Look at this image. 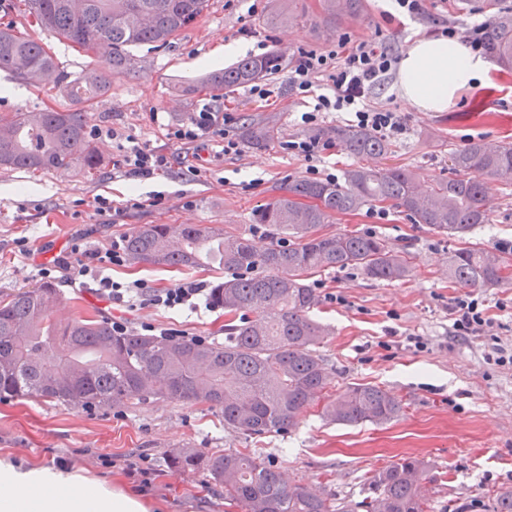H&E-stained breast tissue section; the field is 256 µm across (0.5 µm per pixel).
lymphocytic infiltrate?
<instances>
[{"label":"lymphocytic infiltrate","mask_w":512,"mask_h":512,"mask_svg":"<svg viewBox=\"0 0 512 512\" xmlns=\"http://www.w3.org/2000/svg\"><path fill=\"white\" fill-rule=\"evenodd\" d=\"M396 62L394 53L383 43L363 41L354 45L345 37L323 50H299L289 83L301 97L316 99L312 110L302 113V123L313 127L322 121L324 113L346 112L351 114L354 126L381 137L403 134L405 126L398 112L367 103ZM318 79L327 82L329 93L313 95V84ZM231 119L230 113L206 109L196 113L188 123L172 128L170 137L183 144L196 145L201 150L207 147L211 138L223 135L224 126ZM71 251L76 255L75 260L57 257L52 265L42 268V276L66 273L74 280L91 279L96 281L101 297L131 311L140 307L168 310L191 307L205 290L204 284L193 280L171 288H154L143 281L122 283L102 275L104 266L120 265L126 259L124 240L120 237L113 239L110 247L103 251L88 248L79 241L72 244ZM449 314L452 332L457 336H487L494 328L481 301L470 293L456 298Z\"/></svg>","instance_id":"1"}]
</instances>
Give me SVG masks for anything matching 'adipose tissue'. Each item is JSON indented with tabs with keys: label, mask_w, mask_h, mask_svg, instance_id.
Wrapping results in <instances>:
<instances>
[{
	"label": "adipose tissue",
	"mask_w": 512,
	"mask_h": 512,
	"mask_svg": "<svg viewBox=\"0 0 512 512\" xmlns=\"http://www.w3.org/2000/svg\"><path fill=\"white\" fill-rule=\"evenodd\" d=\"M488 63L459 40L417 38L400 59L399 97L442 112L457 91L484 80ZM0 512H149L140 498L67 466H23L0 459Z\"/></svg>",
	"instance_id": "obj_1"
}]
</instances>
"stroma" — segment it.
Returning a JSON list of instances; mask_svg holds the SVG:
<instances>
[{
  "label": "stroma",
  "instance_id": "stroma-1",
  "mask_svg": "<svg viewBox=\"0 0 512 512\" xmlns=\"http://www.w3.org/2000/svg\"><path fill=\"white\" fill-rule=\"evenodd\" d=\"M483 0H425L426 12L410 20L391 17L390 0H362L357 16L326 18L322 0H210L199 22L169 48L135 49L139 64L128 74L112 72L108 61L76 48L62 35L36 26L13 13L18 31L41 42L69 79L86 71L108 74L107 91L82 104L86 132L102 164L90 176L76 171L31 173L0 168V297L43 284L39 270L69 251L74 239L95 247L146 224H202L228 233H253L252 213L288 183L306 177L307 164L282 149L283 141L307 135L300 120L307 104L289 84L288 70L270 77L268 99L252 97L247 88L213 97L199 89L210 73L206 60L224 45L245 55L279 52L292 61L299 49L322 50L339 37L352 43L378 40L403 56L412 42L449 22L459 29L487 21ZM240 53V54H241ZM370 103L400 113L406 131L393 138L384 157L355 160L341 147L327 151L320 169L336 175L361 162L369 167L404 166L421 183L453 177L449 156L470 141L512 143V72L493 63L483 82L460 89L447 111L421 112L397 95L393 80L374 91ZM54 80L30 85L0 71V116L16 112L73 108ZM228 112L225 135L207 149L171 140L172 126L203 109ZM267 123L276 136L264 148L249 144L248 125ZM236 140L238 152L224 153V139ZM139 144L166 154L170 166L150 178H128L117 167L123 150ZM209 173L194 176L192 167ZM491 221L477 225L465 240L451 239L410 223L389 205L384 219L371 208L319 225L317 234L359 230L406 247L411 273L406 281L367 279L356 269L313 273L316 318L330 327L320 345L334 383L376 384L396 397L402 415L384 425H343L306 409L287 431L260 439L227 429L218 410L200 403L157 400L107 409H83L27 398L0 399V458L30 465L69 464L88 477L131 490L130 481L105 458L145 456L162 474L147 501L150 512H225L224 491L199 475H177L168 458L177 448L212 451L254 448L268 456L293 483L340 498L362 499L369 471L407 456L429 461L435 476L428 494L448 512H487L496 492L512 488V367L496 364V344L512 345V282L476 289L493 318L491 336H453L448 304L462 293L448 281V254L462 242L490 249L512 245V186L487 179ZM112 200V215L94 208L96 196ZM112 280H141L169 288L185 280L212 286L201 269L123 264L107 271ZM54 284L62 293L66 314L89 312L99 319L130 315L135 322L177 328L187 336L223 342L228 322L223 310L201 299L196 310L144 308L125 312L112 307L94 284ZM344 303H336V296ZM422 337L424 350L404 347L405 336Z\"/></svg>",
  "mask_w": 512,
  "mask_h": 512
}]
</instances>
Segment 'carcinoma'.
<instances>
[{
  "mask_svg": "<svg viewBox=\"0 0 512 512\" xmlns=\"http://www.w3.org/2000/svg\"><path fill=\"white\" fill-rule=\"evenodd\" d=\"M82 14L67 0H20L32 22L59 32L84 51L107 56L112 71L134 70L129 48H160L193 26L209 0H86ZM361 0H323L325 12L356 14ZM491 15L485 28L488 53L512 69V3L486 0ZM140 14L136 26L130 18ZM283 57L276 52L247 56L208 76L211 92L244 86L276 74ZM56 67L42 44L12 27L0 28V71L31 85ZM59 88L76 100H91L109 83L89 71L72 81L62 74ZM274 129L248 127L249 143L263 148ZM336 143L355 158L380 157L391 142L361 128L339 127ZM458 176L421 184L404 167L353 165L334 181L297 179L253 214L265 233L250 238L226 235L201 224H147L125 236L132 264L219 270L210 303L228 315L224 344L152 336L112 325L92 314L55 313L59 289L51 285L21 289L0 300V397L49 400L73 407H111L157 399L204 403L219 410L224 426L251 438L278 433L316 401L323 417L339 424H381L398 418L401 403L383 388L360 383L337 389L317 347L328 328L310 316L314 289L308 276L318 270L355 268L367 278L405 280L410 254L373 234L346 231L318 235L315 229L339 215L388 203L415 224L460 239L490 221L484 178L512 185V146L473 141L450 155ZM0 167L28 172L93 174L99 159L86 137L82 111L16 112L0 118ZM506 249L468 246L448 256V282L488 288L512 281L490 259ZM176 474L199 473L224 489V503L240 512H435L421 490L431 481L430 464L406 458L369 472V495L340 502L291 484L274 462L252 448L204 451L177 448L168 459ZM492 512H512V488L496 493Z\"/></svg>",
  "mask_w": 512,
  "mask_h": 512,
  "instance_id": "obj_1",
  "label": "carcinoma"
}]
</instances>
